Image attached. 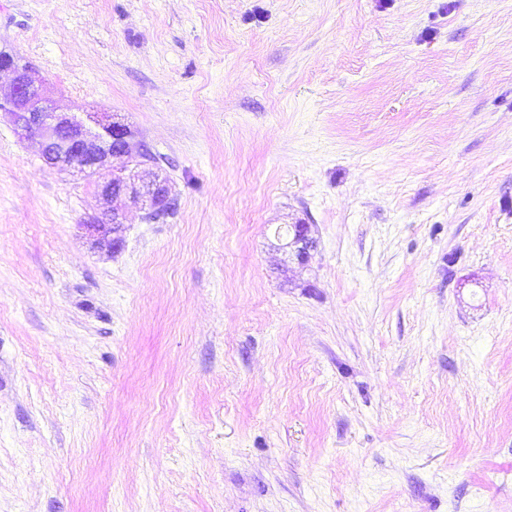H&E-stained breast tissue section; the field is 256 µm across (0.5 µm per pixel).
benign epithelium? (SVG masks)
<instances>
[{
  "instance_id": "obj_1",
  "label": "benign epithelium",
  "mask_w": 512,
  "mask_h": 512,
  "mask_svg": "<svg viewBox=\"0 0 512 512\" xmlns=\"http://www.w3.org/2000/svg\"><path fill=\"white\" fill-rule=\"evenodd\" d=\"M12 76V92L0 102V115L10 117L22 132H41V157L44 162L69 175L93 181L104 168L117 166V173L105 182L94 181L101 205V217L87 225L95 242H107L117 249L125 229L124 212L119 200L146 211V217L162 214L176 205L169 181L156 175L148 182H138L128 172L132 159V132L124 124L112 120V114L90 110L87 121L58 106L46 93L37 71L7 51L0 52V73ZM289 238L288 259L305 265L317 250L318 241L311 237L310 227L298 223Z\"/></svg>"
}]
</instances>
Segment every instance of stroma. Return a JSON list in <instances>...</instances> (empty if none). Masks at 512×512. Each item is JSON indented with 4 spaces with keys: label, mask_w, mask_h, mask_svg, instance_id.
<instances>
[{
    "label": "stroma",
    "mask_w": 512,
    "mask_h": 512,
    "mask_svg": "<svg viewBox=\"0 0 512 512\" xmlns=\"http://www.w3.org/2000/svg\"><path fill=\"white\" fill-rule=\"evenodd\" d=\"M0 50L178 197L93 245L0 122V512H512V0H0ZM295 225L296 232L286 244L288 259L305 265L311 258L312 252L317 250L318 241L311 237L309 225L301 223Z\"/></svg>",
    "instance_id": "35a3bbf8"
}]
</instances>
